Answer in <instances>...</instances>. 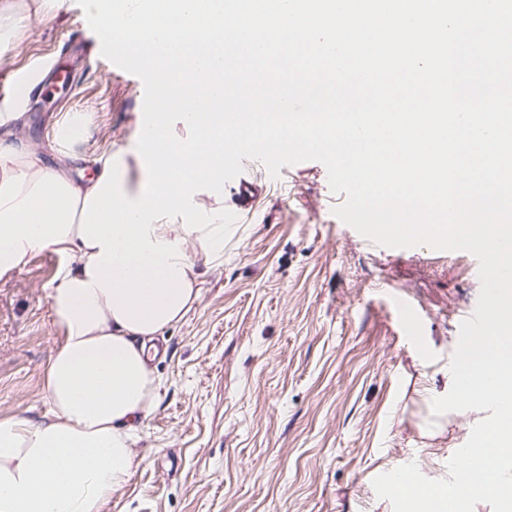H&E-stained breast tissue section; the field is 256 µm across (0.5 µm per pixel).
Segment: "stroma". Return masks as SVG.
<instances>
[{
  "label": "stroma",
  "mask_w": 512,
  "mask_h": 512,
  "mask_svg": "<svg viewBox=\"0 0 512 512\" xmlns=\"http://www.w3.org/2000/svg\"><path fill=\"white\" fill-rule=\"evenodd\" d=\"M0 73L69 75L52 98L0 108V136L72 156L89 177L109 150H135L144 85L101 54L75 0L23 24ZM343 196L317 161L268 178L224 236L217 262L194 252L198 303L158 337L160 400L137 432L144 459L106 512H393L373 479L416 462L430 479L468 440L478 410L433 415L452 385L455 315L479 294L467 254L371 251L333 215ZM65 257L28 255L0 276V417L47 408L43 378L60 334L50 285ZM422 311L400 327L391 288Z\"/></svg>",
  "instance_id": "stroma-1"
}]
</instances>
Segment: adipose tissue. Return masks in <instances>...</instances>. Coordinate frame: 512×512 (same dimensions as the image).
<instances>
[{"instance_id":"ef3b65f1","label":"adipose tissue","mask_w":512,"mask_h":512,"mask_svg":"<svg viewBox=\"0 0 512 512\" xmlns=\"http://www.w3.org/2000/svg\"><path fill=\"white\" fill-rule=\"evenodd\" d=\"M53 7L54 0H0V46L19 42L23 17L43 21ZM97 183L74 178L67 164L48 165L40 152L0 141V274L36 250L68 258L48 293L62 332L43 382L48 410L36 420L0 418V512H104L132 475L135 432L157 405L154 333L125 328L101 292L95 300L102 322L90 333L72 335L61 314L60 288L89 282L86 266L102 252L79 236L85 198ZM150 235L180 240L184 283L198 302L188 254L223 256V205L200 206L192 224L152 222Z\"/></svg>"}]
</instances>
